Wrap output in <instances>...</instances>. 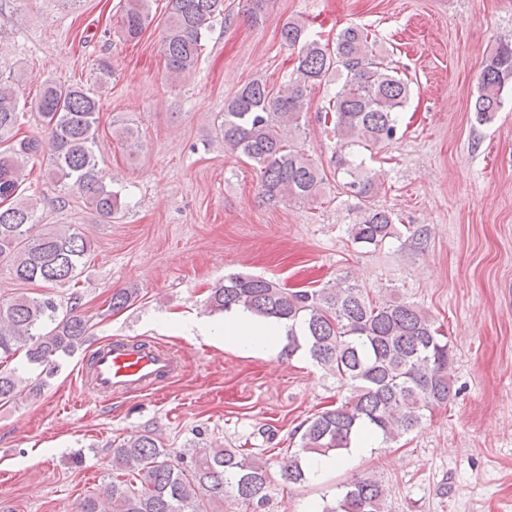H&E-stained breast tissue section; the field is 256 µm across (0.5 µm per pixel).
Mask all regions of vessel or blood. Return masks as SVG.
I'll list each match as a JSON object with an SVG mask.
<instances>
[{
  "mask_svg": "<svg viewBox=\"0 0 512 512\" xmlns=\"http://www.w3.org/2000/svg\"><path fill=\"white\" fill-rule=\"evenodd\" d=\"M180 359L158 345L135 346L123 340L99 347L81 374L103 395L144 394L181 375Z\"/></svg>",
  "mask_w": 512,
  "mask_h": 512,
  "instance_id": "obj_1",
  "label": "vessel or blood"
}]
</instances>
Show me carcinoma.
<instances>
[{
	"mask_svg": "<svg viewBox=\"0 0 512 512\" xmlns=\"http://www.w3.org/2000/svg\"><path fill=\"white\" fill-rule=\"evenodd\" d=\"M151 0H124L121 31L137 39L151 22ZM246 17L257 24L267 0H246ZM163 37L167 80L173 84L197 66L207 32L224 14V0H168ZM308 25L289 21L281 40L298 50L289 81L273 92L253 80L224 104L215 138L224 152L246 159L260 173L262 195L269 202L314 199L325 175L303 150L291 143L300 128L309 88L334 74L341 78L325 109L324 122L336 135V171L347 175L344 188L364 205V217L348 230L353 243L377 250L396 237L393 213L374 199L382 190L377 173L356 162L355 154L396 138L398 113L410 98V85L391 73L373 54L366 28L342 30L333 48L310 38ZM512 82V41H498L486 57L474 112L489 122ZM45 137H18L19 104L12 76L0 74V265L22 283L49 288L82 273L90 241L74 225L36 230V204L25 196L29 163L46 159V177L73 188L85 204L110 221L122 210L121 196L106 183L96 154L100 98L81 85L45 79L35 100ZM130 156L142 149L128 124L116 130ZM132 290L112 293L109 308L120 311L136 299ZM210 307L243 310L287 327L292 355L300 349L336 377L345 392L335 406L302 426L299 448L280 463L290 484L308 479L316 455H340L361 435L378 436L388 446L417 428L436 408L453 400V347L442 326L417 304L405 300L376 302L354 284L338 281L328 288L292 289L260 276L233 274L212 289ZM80 298L59 312L50 297L19 295L0 302V358L23 354L27 368L0 372V403L36 394L58 359L88 340V320L78 314ZM118 479L99 495H88L78 512H215L207 509L230 500L245 512H263L268 500L269 459L242 448H203L185 459L146 431L112 448ZM387 492L381 481L363 474L343 484L336 504L323 512H383Z\"/></svg>",
	"mask_w": 512,
	"mask_h": 512,
	"instance_id": "cac0c4a2",
	"label": "carcinoma"
}]
</instances>
